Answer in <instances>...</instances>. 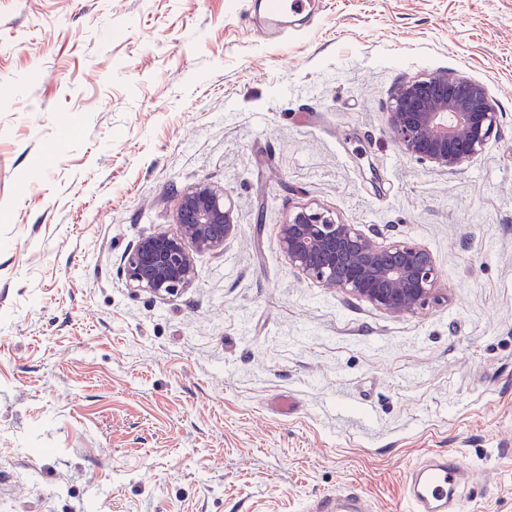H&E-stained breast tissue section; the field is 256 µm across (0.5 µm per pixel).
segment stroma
I'll use <instances>...</instances> for the list:
<instances>
[{"mask_svg": "<svg viewBox=\"0 0 512 512\" xmlns=\"http://www.w3.org/2000/svg\"><path fill=\"white\" fill-rule=\"evenodd\" d=\"M246 0H0V512H304L462 452L458 512H512V0H319L270 42ZM485 87L500 131L442 172L396 87ZM206 181L237 234L190 288L125 253ZM311 205L426 248L390 315L299 277Z\"/></svg>", "mask_w": 512, "mask_h": 512, "instance_id": "1", "label": "stroma"}]
</instances>
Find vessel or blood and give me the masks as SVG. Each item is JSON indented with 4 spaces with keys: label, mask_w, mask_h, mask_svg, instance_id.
I'll use <instances>...</instances> for the list:
<instances>
[{
    "label": "vessel or blood",
    "mask_w": 512,
    "mask_h": 512,
    "mask_svg": "<svg viewBox=\"0 0 512 512\" xmlns=\"http://www.w3.org/2000/svg\"><path fill=\"white\" fill-rule=\"evenodd\" d=\"M307 0H267L265 18L256 27L259 36L276 34L286 14H302ZM469 472L459 456L438 457L413 469L407 477L408 512H447L462 477ZM310 512H367L364 499L354 492L326 494L312 501Z\"/></svg>",
    "instance_id": "b4317fda"
}]
</instances>
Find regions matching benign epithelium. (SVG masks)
Instances as JSON below:
<instances>
[{
	"mask_svg": "<svg viewBox=\"0 0 512 512\" xmlns=\"http://www.w3.org/2000/svg\"><path fill=\"white\" fill-rule=\"evenodd\" d=\"M389 124L406 152L452 171L485 149L499 116L482 85L436 74L398 85ZM235 230L230 195L200 181L180 195L173 223L127 251L125 277L158 297L177 294L194 281L195 255L224 252ZM279 243L299 275L380 311L414 313L437 298L434 260L415 242L381 245L357 224L300 206L279 225Z\"/></svg>",
	"mask_w": 512,
	"mask_h": 512,
	"instance_id": "7a95c632",
	"label": "benign epithelium"
}]
</instances>
